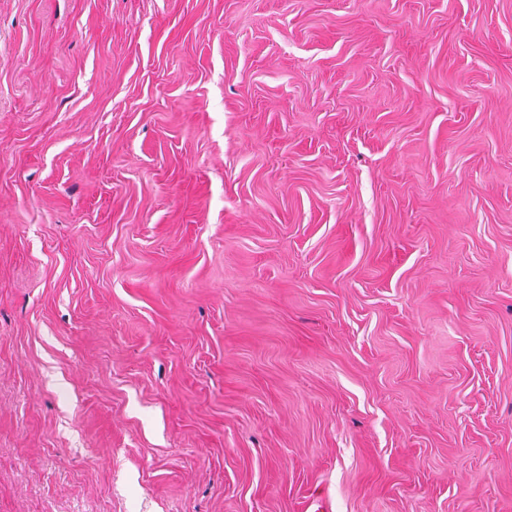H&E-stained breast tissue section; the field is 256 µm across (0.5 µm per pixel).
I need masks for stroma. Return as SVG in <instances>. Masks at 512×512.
Here are the masks:
<instances>
[{"mask_svg": "<svg viewBox=\"0 0 512 512\" xmlns=\"http://www.w3.org/2000/svg\"><path fill=\"white\" fill-rule=\"evenodd\" d=\"M512 512V0H0V512Z\"/></svg>", "mask_w": 512, "mask_h": 512, "instance_id": "stroma-1", "label": "stroma"}]
</instances>
